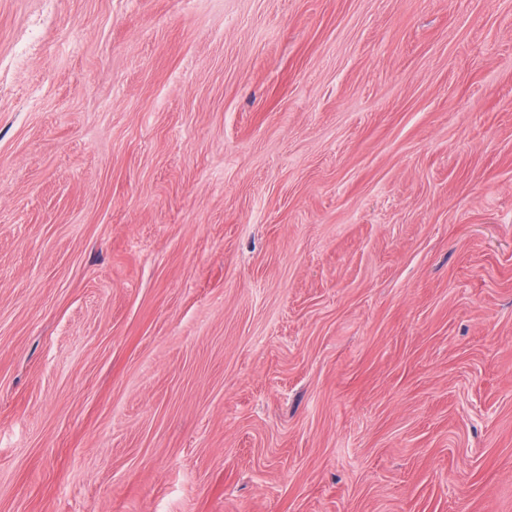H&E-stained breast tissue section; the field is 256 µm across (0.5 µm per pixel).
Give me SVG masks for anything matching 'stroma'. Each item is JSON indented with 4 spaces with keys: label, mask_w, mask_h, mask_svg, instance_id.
<instances>
[{
    "label": "stroma",
    "mask_w": 512,
    "mask_h": 512,
    "mask_svg": "<svg viewBox=\"0 0 512 512\" xmlns=\"http://www.w3.org/2000/svg\"><path fill=\"white\" fill-rule=\"evenodd\" d=\"M0 512H512V0H0Z\"/></svg>",
    "instance_id": "obj_1"
}]
</instances>
